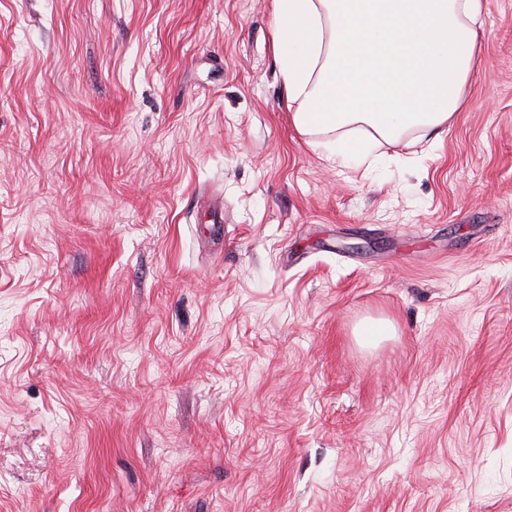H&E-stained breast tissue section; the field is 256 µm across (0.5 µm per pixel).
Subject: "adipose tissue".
<instances>
[{
	"instance_id": "1",
	"label": "adipose tissue",
	"mask_w": 512,
	"mask_h": 512,
	"mask_svg": "<svg viewBox=\"0 0 512 512\" xmlns=\"http://www.w3.org/2000/svg\"><path fill=\"white\" fill-rule=\"evenodd\" d=\"M481 0H275L294 124L338 133V154L448 124L480 62Z\"/></svg>"
}]
</instances>
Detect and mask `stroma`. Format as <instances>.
<instances>
[{"label": "stroma", "mask_w": 512, "mask_h": 512, "mask_svg": "<svg viewBox=\"0 0 512 512\" xmlns=\"http://www.w3.org/2000/svg\"><path fill=\"white\" fill-rule=\"evenodd\" d=\"M483 2L464 110L345 164L293 123L273 0H0V512H512Z\"/></svg>", "instance_id": "stroma-1"}]
</instances>
